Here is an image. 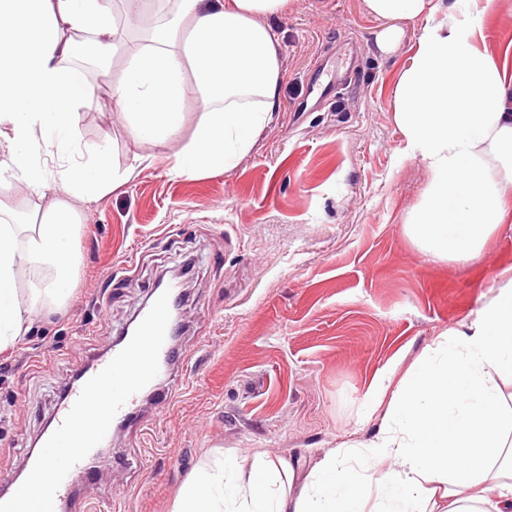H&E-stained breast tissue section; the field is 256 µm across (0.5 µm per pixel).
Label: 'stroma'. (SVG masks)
<instances>
[{"mask_svg":"<svg viewBox=\"0 0 512 512\" xmlns=\"http://www.w3.org/2000/svg\"><path fill=\"white\" fill-rule=\"evenodd\" d=\"M269 23L282 46L277 117L238 166L200 178L168 172L195 137L198 101L160 147L136 139L112 106L123 54L108 68L71 60L99 90L79 109L77 150L105 147L126 180L79 206L82 265L66 312L0 353L1 480L24 468L64 387L166 271L191 268L182 391L113 433L88 512H170L209 450L246 467L257 451L303 464L371 437V383L393 364L409 368L512 268V215L468 263L424 256L405 231L432 174L405 151L393 93L422 20L399 21L389 53L364 0H288ZM483 36L512 82V0H490ZM338 65L356 69L355 83L317 100L319 69Z\"/></svg>","mask_w":512,"mask_h":512,"instance_id":"stroma-1","label":"stroma"}]
</instances>
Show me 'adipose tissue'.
<instances>
[{"label": "adipose tissue", "instance_id": "adipose-tissue-1", "mask_svg": "<svg viewBox=\"0 0 512 512\" xmlns=\"http://www.w3.org/2000/svg\"><path fill=\"white\" fill-rule=\"evenodd\" d=\"M175 3L173 22L144 34L112 102L134 137L159 145L177 136L184 105L201 117L193 142L169 172L199 177L235 168L275 115L280 41L269 25L288 0H153ZM383 28L424 18L418 48L394 90L406 150L432 181L406 226L420 252L473 261L504 224L512 194V85L477 48L478 0H364ZM87 33L101 52L115 46L110 0H0V136L16 180L55 197L34 224H0V351L16 347L44 316L64 311L77 287L76 208L105 192L104 151L59 172L43 167L32 133L61 156L76 149L77 107L92 90L63 67ZM28 270L27 287L17 285ZM512 273L496 296L425 347L401 375L370 393L381 414L371 438L347 441L308 469L255 454L250 469L216 452L200 460L172 512H512ZM470 491L457 498L456 487Z\"/></svg>", "mask_w": 512, "mask_h": 512}]
</instances>
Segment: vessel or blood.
Returning <instances> with one entry per match:
<instances>
[{
  "instance_id": "b4317fda",
  "label": "vessel or blood",
  "mask_w": 512,
  "mask_h": 512,
  "mask_svg": "<svg viewBox=\"0 0 512 512\" xmlns=\"http://www.w3.org/2000/svg\"><path fill=\"white\" fill-rule=\"evenodd\" d=\"M180 302L168 290L156 292L152 304L139 312L135 327L68 386L41 451L26 458L31 477L51 473L53 505L89 497L99 452L113 430L136 421L148 400L169 402L178 394L180 384L172 372L186 358L176 344L180 326L175 309ZM62 443L71 445V453L53 456L52 447Z\"/></svg>"
}]
</instances>
